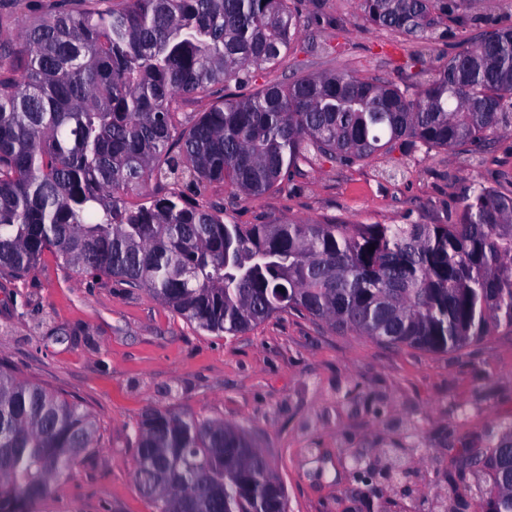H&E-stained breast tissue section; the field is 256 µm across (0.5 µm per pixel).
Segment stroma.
<instances>
[{"label": "stroma", "mask_w": 512, "mask_h": 512, "mask_svg": "<svg viewBox=\"0 0 512 512\" xmlns=\"http://www.w3.org/2000/svg\"><path fill=\"white\" fill-rule=\"evenodd\" d=\"M56 0L0 6V41ZM305 30L277 66L231 94L293 74L347 71L416 86L401 64L412 42L365 21L357 0H304ZM512 27V0H465L455 36L429 56L440 64L463 40ZM512 192V131L483 146L478 166L435 149L381 154L366 163H314L285 188L235 200L221 183L200 197L223 202L240 224H442L473 185ZM0 366L77 402L100 427L99 447L29 512H156L136 488L131 426L149 407L249 428L288 489V512H477L484 474L462 447L512 418V332L492 330L461 352L394 349L291 310L245 333L199 330L143 288L96 279L45 253L18 276L0 270ZM367 454L406 469L400 492L359 480L350 458Z\"/></svg>", "instance_id": "35a3bbf8"}]
</instances>
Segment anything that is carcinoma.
<instances>
[{"mask_svg":"<svg viewBox=\"0 0 512 512\" xmlns=\"http://www.w3.org/2000/svg\"><path fill=\"white\" fill-rule=\"evenodd\" d=\"M0 42V269L51 252L80 274L145 288L183 320L236 336L294 309L391 347L458 352L512 329V193L482 185L447 224H237L181 191L129 205L155 179L224 183L242 198L313 161L406 147L474 152L512 128V28L483 31L414 92L349 72L249 95L224 84L275 66L300 0H81ZM463 0H360L372 25L430 43ZM182 97H209L181 123ZM374 251H369V248ZM135 482L157 512H288L253 433L149 409L132 426ZM80 405L0 367V512L27 506L98 443ZM484 512H512V424L490 436Z\"/></svg>","mask_w":512,"mask_h":512,"instance_id":"cac0c4a2","label":"carcinoma"}]
</instances>
